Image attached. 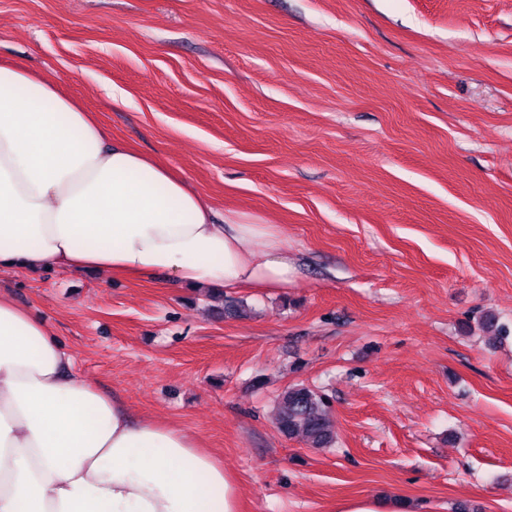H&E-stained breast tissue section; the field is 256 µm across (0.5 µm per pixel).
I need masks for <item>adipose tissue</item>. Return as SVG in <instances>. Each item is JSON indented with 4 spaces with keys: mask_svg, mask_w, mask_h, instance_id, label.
<instances>
[{
    "mask_svg": "<svg viewBox=\"0 0 512 512\" xmlns=\"http://www.w3.org/2000/svg\"><path fill=\"white\" fill-rule=\"evenodd\" d=\"M62 266L177 285L285 288L279 225L216 215L154 157L113 141L55 83L0 62V269ZM0 512H241L223 462L72 371L44 320L0 294Z\"/></svg>",
    "mask_w": 512,
    "mask_h": 512,
    "instance_id": "obj_1",
    "label": "adipose tissue"
}]
</instances>
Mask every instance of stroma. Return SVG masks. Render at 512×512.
I'll return each mask as SVG.
<instances>
[{
  "mask_svg": "<svg viewBox=\"0 0 512 512\" xmlns=\"http://www.w3.org/2000/svg\"><path fill=\"white\" fill-rule=\"evenodd\" d=\"M0 59L296 262L218 300L0 270L79 374L196 435L242 512H512V0H0ZM298 383L333 447L277 429Z\"/></svg>",
  "mask_w": 512,
  "mask_h": 512,
  "instance_id": "obj_1",
  "label": "stroma"
}]
</instances>
